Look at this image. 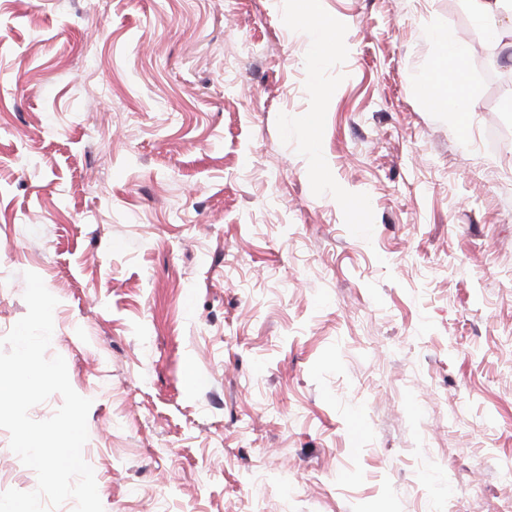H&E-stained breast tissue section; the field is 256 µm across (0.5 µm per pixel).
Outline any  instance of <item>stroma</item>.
<instances>
[{"label":"stroma","instance_id":"stroma-1","mask_svg":"<svg viewBox=\"0 0 512 512\" xmlns=\"http://www.w3.org/2000/svg\"><path fill=\"white\" fill-rule=\"evenodd\" d=\"M317 8L0 0V336L38 274L104 512H512V36ZM304 3L303 11L296 16V20L302 22L309 19L305 24H311L321 29L323 36L318 41L317 54H328L341 47V31L334 21H331L317 11L316 0L300 1ZM445 55L442 59L440 68L435 71L432 80L436 83L445 81L447 83V62H455L459 69L455 70L452 77L448 78V85L451 89L448 91V96L444 98H437L438 107L444 112L456 117H463L465 112H472L471 104L466 96L464 74L461 70V60L464 57V47L457 41L443 38Z\"/></svg>","mask_w":512,"mask_h":512}]
</instances>
